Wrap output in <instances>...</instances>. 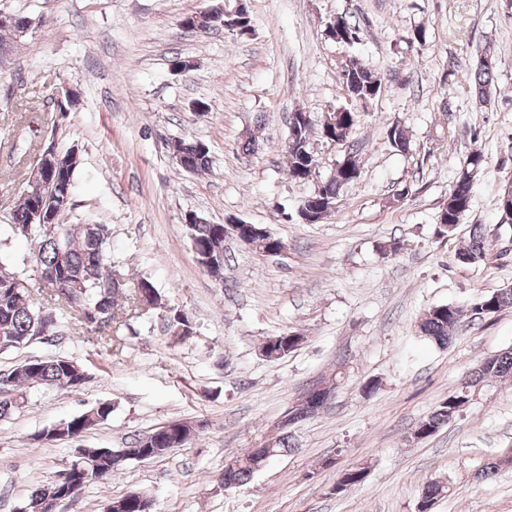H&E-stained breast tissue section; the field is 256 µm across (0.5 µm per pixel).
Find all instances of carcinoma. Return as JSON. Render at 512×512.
I'll return each instance as SVG.
<instances>
[{
	"instance_id": "cac0c4a2",
	"label": "carcinoma",
	"mask_w": 512,
	"mask_h": 512,
	"mask_svg": "<svg viewBox=\"0 0 512 512\" xmlns=\"http://www.w3.org/2000/svg\"><path fill=\"white\" fill-rule=\"evenodd\" d=\"M181 26L187 30L207 33L208 17L205 13H195L185 17ZM337 28L343 33L341 42L350 44L359 39L360 26L347 15H336L326 23V35H332ZM497 61L493 54L484 53L471 69L470 80L474 94L483 103L491 99L492 85L495 83ZM342 79L352 106L340 107L336 127L328 133L327 140L345 142L362 118L363 111L357 108L359 99H371V94L381 89L383 74L371 65L350 62L342 70ZM311 113L293 112L289 120L288 135L291 140L283 145V153L288 158V175L295 181L303 180L316 160L309 146ZM390 145L400 152L410 149V140L399 122L387 129ZM172 158L183 170L198 172L209 168L210 150L200 140L178 139L171 143ZM44 151L35 154L32 165L34 174L29 184L35 190V197L26 196L13 210L11 223L5 225L4 232L12 237L24 238L33 244V258L40 278L33 285L20 279L8 269L5 258L0 256V350L20 348L30 341L51 336L57 323V311L67 308L73 319L97 328L105 325L109 340L119 337V333L129 327V321L137 311L146 306L161 305V296L148 281H139L129 287L123 275L112 269L107 245L111 229L107 224H43L36 211L42 206L49 211H65L71 208L74 177L78 166L76 156L67 150L61 151L51 164L43 160ZM485 164L482 153H471L455 185L448 192V201L437 213V231L446 236L461 224L471 206V191L474 179ZM360 164L357 152L350 151L336 167V173L318 186L314 201L307 199L300 209L311 210L314 202L327 206L335 204L341 188L351 185L360 178ZM186 231L196 250L197 260L205 271L218 282H224V225L208 221L186 225ZM494 239L491 230L482 224L473 227L468 244L458 252V262L463 266H476L484 262ZM42 297L43 303L35 307L30 303L32 290ZM512 308V288H502L476 297L470 304V314L475 318H485L501 310ZM168 330L179 339L188 337L193 331V323L182 310L170 307L166 318ZM463 327L462 311L454 304H438L423 314L419 332L428 342L444 348ZM268 359L280 360L298 348L301 337L288 332L270 337ZM512 375V350L488 358L474 368L460 386L448 395L432 412L423 418L413 430L417 439H425L448 425L468 407L472 391L487 379ZM10 383L0 389V420L16 413L26 403L25 386H40L48 390L60 389L76 391L87 382V372L76 361L68 357L37 358L21 362L9 369ZM112 414V403L103 401L93 407L43 430L37 436L42 442L73 439L94 429ZM187 436L179 431L178 422L173 421L148 434L133 438L128 447L135 453L151 459L163 457L172 449L184 446ZM295 447L291 426L281 428L280 434L272 441L269 460L283 455ZM112 448H87L86 465L95 472L97 480L104 481L112 473L124 466L112 457ZM258 467L250 456L236 460L231 469V479L242 484L251 479ZM449 491V487L439 482L427 484L418 504V509L432 508L435 501ZM57 496L56 486L47 482L36 486L22 508L26 512H46L42 504L47 498Z\"/></svg>"
}]
</instances>
